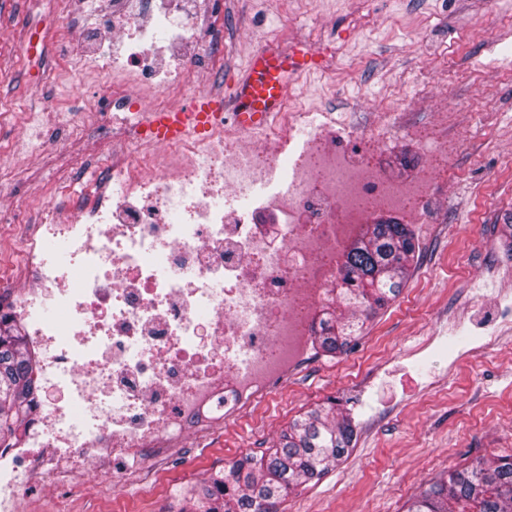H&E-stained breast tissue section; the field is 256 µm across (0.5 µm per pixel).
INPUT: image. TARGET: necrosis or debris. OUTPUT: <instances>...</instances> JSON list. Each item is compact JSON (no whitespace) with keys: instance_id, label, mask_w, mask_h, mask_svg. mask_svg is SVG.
Here are the masks:
<instances>
[{"instance_id":"obj_1","label":"necrosis or debris","mask_w":512,"mask_h":512,"mask_svg":"<svg viewBox=\"0 0 512 512\" xmlns=\"http://www.w3.org/2000/svg\"><path fill=\"white\" fill-rule=\"evenodd\" d=\"M216 0H112L97 38L63 22L101 81L91 113L59 116L70 138L112 140L102 181L110 194H75L40 208L20 240L31 276L0 272L10 316L30 322L35 420L28 444L0 456V512H21L19 487L37 474L52 493L86 475L136 481L155 492L160 468L189 420L220 422L281 388L308 358L314 316L336 285L338 261L382 214L429 223L433 166L408 180L376 161L400 123L318 121L288 96L261 137L230 136L223 118L202 133L147 149L155 113L222 73L219 26L200 33ZM198 42L193 67L180 46ZM154 97L140 104L138 87ZM464 112L453 105L412 133L451 179ZM287 170L284 191L247 199ZM62 242L67 258L46 251Z\"/></svg>"}]
</instances>
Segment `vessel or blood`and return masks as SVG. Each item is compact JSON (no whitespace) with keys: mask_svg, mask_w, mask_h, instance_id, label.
<instances>
[{"mask_svg":"<svg viewBox=\"0 0 512 512\" xmlns=\"http://www.w3.org/2000/svg\"><path fill=\"white\" fill-rule=\"evenodd\" d=\"M304 64L287 66L269 52H254L247 63L244 77L233 91L236 102L233 118L244 130H257L267 124L275 112L281 111L288 94L289 72H303ZM224 109V100L206 95L191 101L185 107L157 113L155 130L161 138L181 136L188 127L206 130L209 115Z\"/></svg>","mask_w":512,"mask_h":512,"instance_id":"1","label":"vessel or blood"}]
</instances>
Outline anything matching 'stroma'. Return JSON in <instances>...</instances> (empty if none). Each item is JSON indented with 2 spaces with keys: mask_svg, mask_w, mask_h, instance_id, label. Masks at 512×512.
Listing matches in <instances>:
<instances>
[{
  "mask_svg": "<svg viewBox=\"0 0 512 512\" xmlns=\"http://www.w3.org/2000/svg\"><path fill=\"white\" fill-rule=\"evenodd\" d=\"M224 75L210 93L227 92L248 56L287 52L294 33L311 50L336 52L292 82L310 110L371 113L399 109L412 121L465 98L482 122L455 162L447 207L432 223L412 225L417 245L402 293L365 324L357 346L315 352L283 387L224 424H197L185 445L153 475V498L137 484L88 477L72 512H180L183 490L258 454L300 413L335 400L355 427L344 460L289 496L282 512H405L432 481L476 459L512 452V329L496 346L470 355L475 339L498 322L494 303L512 299V261L500 252L497 218L512 210V0H222ZM87 0H0V192L28 207H63L73 172L97 175L112 163L108 141L66 142L56 111L74 98L98 102L96 77L76 62L58 31L66 11L76 27L93 26ZM45 38L36 54L24 47ZM43 115L54 148L31 161L18 146L31 134L29 113ZM448 349L427 355L433 337Z\"/></svg>",
  "mask_w": 512,
  "mask_h": 512,
  "instance_id": "35a3bbf8",
  "label": "stroma"
}]
</instances>
